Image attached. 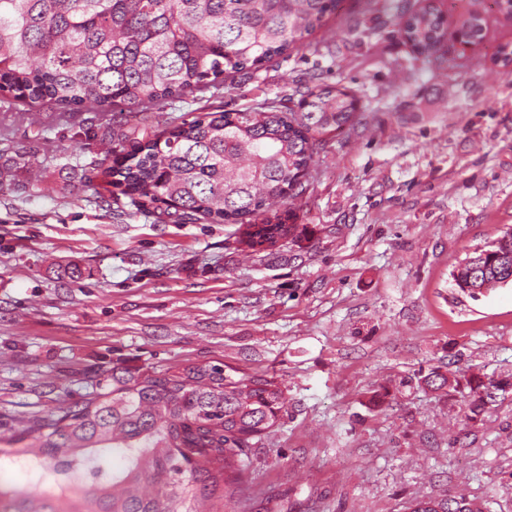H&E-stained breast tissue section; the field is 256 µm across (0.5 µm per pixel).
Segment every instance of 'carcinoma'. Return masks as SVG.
Segmentation results:
<instances>
[{
    "mask_svg": "<svg viewBox=\"0 0 512 512\" xmlns=\"http://www.w3.org/2000/svg\"><path fill=\"white\" fill-rule=\"evenodd\" d=\"M340 0H0V93L60 112L102 116L121 105L148 112L194 93L220 90L305 45ZM467 40L484 38L468 15ZM399 33L429 60L448 35L437 7L406 17ZM299 111L264 99L245 111L172 121L113 118L109 184L140 212L161 205L179 224H236L249 256L276 253L293 234L275 206L306 191L316 145L355 127V99L316 85ZM454 286L497 288L512 277V232L452 270ZM419 382L460 395L466 426L481 420L507 384H473L432 369ZM284 390L273 377L233 374L224 364L136 370L112 367V386L22 426L0 452V469L23 456L33 482H0V512H210L234 498L241 455L277 426ZM118 453L122 465L103 458ZM51 484L56 493L42 490ZM429 512H482L464 496H423Z\"/></svg>",
    "mask_w": 512,
    "mask_h": 512,
    "instance_id": "1",
    "label": "carcinoma"
}]
</instances>
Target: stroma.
<instances>
[{"label":"stroma","instance_id":"1","mask_svg":"<svg viewBox=\"0 0 512 512\" xmlns=\"http://www.w3.org/2000/svg\"><path fill=\"white\" fill-rule=\"evenodd\" d=\"M430 4L451 30L479 11L484 39L416 60L394 17ZM308 41L151 118L294 108L315 85L357 98L356 129L325 136L284 205L305 235L267 257L243 259L235 225L113 198L93 113L52 123L0 102V156L36 159L0 189V449L111 386L113 365L220 362L285 392L274 432L244 451L231 512H404L457 493L512 512V388L466 429L459 397L399 385L432 367L512 384V285L473 299L450 278L512 230V71L497 61L512 20L496 0H342ZM65 264L82 277L60 278Z\"/></svg>","mask_w":512,"mask_h":512}]
</instances>
